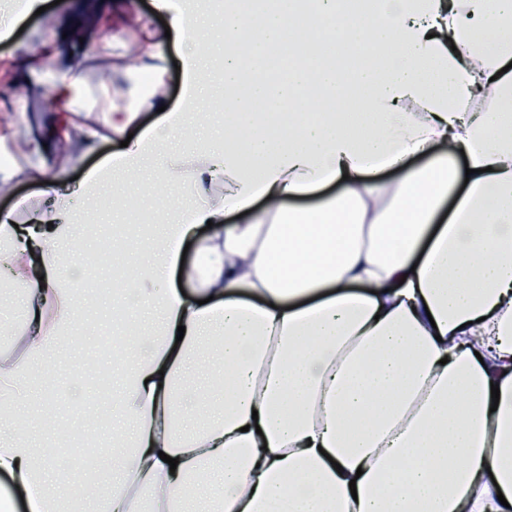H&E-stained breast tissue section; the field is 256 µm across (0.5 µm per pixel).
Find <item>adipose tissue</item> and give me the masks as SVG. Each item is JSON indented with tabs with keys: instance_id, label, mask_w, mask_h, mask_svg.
Returning <instances> with one entry per match:
<instances>
[{
	"instance_id": "adipose-tissue-1",
	"label": "adipose tissue",
	"mask_w": 512,
	"mask_h": 512,
	"mask_svg": "<svg viewBox=\"0 0 512 512\" xmlns=\"http://www.w3.org/2000/svg\"><path fill=\"white\" fill-rule=\"evenodd\" d=\"M373 2L345 18L339 0H259L263 46L229 0H209L228 110L202 120L224 144L193 166L170 154L174 115L87 172L83 192L115 170L138 185L151 151L160 200L187 183L201 200L118 293L161 309L163 330L112 350V409L133 428H113V459L94 470L33 446L26 414L33 370L74 341L90 302L71 192L43 161L0 172L39 183L49 206L27 238L0 218L8 281L24 287L0 353V474L30 512H512V0ZM153 4L188 45L197 99L202 26L175 0ZM304 12L306 36L290 38ZM327 39L359 59L361 96L340 111ZM176 276L194 298L163 288ZM213 344L220 390L187 393Z\"/></svg>"
}]
</instances>
